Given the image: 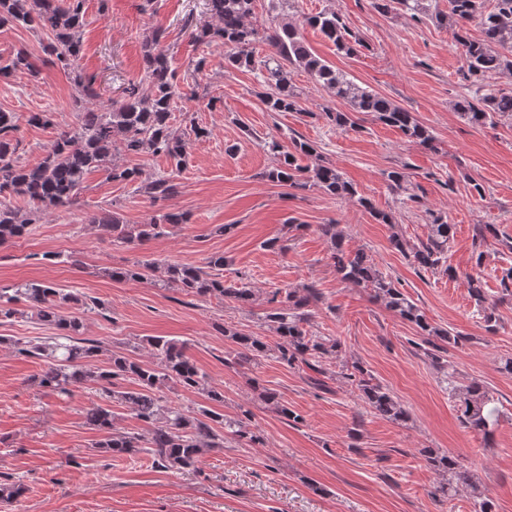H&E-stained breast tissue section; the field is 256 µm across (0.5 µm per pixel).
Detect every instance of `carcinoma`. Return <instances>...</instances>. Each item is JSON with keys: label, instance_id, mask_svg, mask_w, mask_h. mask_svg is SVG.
<instances>
[{"label": "carcinoma", "instance_id": "carcinoma-1", "mask_svg": "<svg viewBox=\"0 0 512 512\" xmlns=\"http://www.w3.org/2000/svg\"><path fill=\"white\" fill-rule=\"evenodd\" d=\"M255 0H205L208 19H197L190 14L184 28L193 42L207 48L224 46V68H249L253 63V45L259 37L258 28L252 22ZM373 8L386 15L401 11L419 22L424 13L423 0H372ZM437 23L453 29L458 45L465 58L464 78L483 88V81L490 75L512 73V0H494L485 9L483 0H448V12L434 14ZM480 20L481 38L468 36L466 25L473 19ZM306 24L316 28L336 49L349 55L357 52L361 39L353 36L342 16L335 11H323L306 18ZM21 27L50 34L44 51L51 62L61 68L74 83L76 95L73 108L78 112V126L63 129L44 150L40 162L26 167L16 157L17 145L14 133L17 126L10 112L0 111V244L20 238L28 233L33 217L22 215L8 198L23 196L37 211L48 212L71 206L83 190L88 173L100 170L107 178L117 182L143 181L144 193L154 201H164L176 192L172 176L142 179L143 172L137 167H125L116 163L114 152L122 150L134 155H163L175 170L185 165L186 133L174 128L171 122L176 100L180 98L176 71L171 68L167 49L163 46L166 29L156 27L143 44L145 90L136 84L129 85L122 100L108 107H91L99 98L95 80L86 77L79 68L83 45L81 32L85 25L84 0H0V27ZM270 54L260 60L264 69L265 83L269 91L263 102L269 112H297L300 110V93L292 82V71H302L320 86L329 89L336 98L349 103L354 112L372 115L377 121L394 127L408 140L430 147L433 137L420 125L406 108L390 101L372 90L355 84L347 74L329 65L313 54L305 44L300 28L283 23L265 37ZM33 78L39 68L25 50H19L8 58L0 59V78L16 73ZM454 110L466 122L484 124L494 117H512V91L490 90L479 97H463L454 103ZM324 119L340 130L356 126L347 112L323 109ZM292 147L280 152L279 163L266 173L268 180L284 183L294 188L317 187L324 193L353 198L358 191L344 179L332 164L320 161L312 166L301 161L316 154L313 144L292 139ZM389 186L396 190L411 184V175L403 169H391L384 173ZM184 212H163L154 216L148 224H126L115 212H102L90 220L100 225L113 238L126 244L144 243L162 236L167 228L187 223ZM331 244L330 259L342 280L356 286L369 288L373 297L400 318L414 324L420 330L423 343L419 347L435 362L442 360L447 346L460 344L464 337L448 329L429 323L425 313L404 294L390 277L384 275L374 259L363 250L346 251L343 237L336 232V225L321 226ZM455 225L442 215L432 216L428 235L418 246H411L400 236L390 239L393 248L412 259L422 270H442L448 277L457 276L456 269L448 263V249L454 237ZM479 244L492 238L512 250V242L501 238L495 224H480L476 228ZM483 253L476 258L477 270L464 275L468 294L474 300L477 312L482 315L487 330H493L496 321L494 307L487 306V283L479 267ZM154 264L135 261L131 265L111 271L115 280H148ZM208 273L192 265L167 266V279L155 281L166 287L174 284L182 291L195 296H219L239 304L253 299V291L244 283L228 284L220 271L224 270V255L209 257ZM80 298L48 283L29 282L15 288L0 289V319L24 315L19 305L36 311L37 319L57 331L54 336L34 337L14 341L17 352L27 357L45 361V368L38 376V384L51 392L67 395L71 387L87 382L101 386V402L92 405L85 413L91 429L101 438L92 447L113 455L145 452L153 464L161 469L181 470L195 466L207 448L224 447V436L236 441L243 439L253 443L258 436L247 430L241 419H227L217 411L224 404V392L210 389L208 399L212 408H202L189 415L180 407L163 404L160 388L173 382L186 390H200L204 376L186 355L183 346L172 339L156 337L150 341L155 364H142L129 355L112 352L97 367L91 366L102 352L100 342L78 337L80 322L61 313V305ZM320 300L314 286L302 287V291L276 288L269 293L271 304L266 314L279 337L274 353L276 359L291 368L303 364L317 374L313 384L321 388L325 374L322 359L337 352L340 341L332 336H316L305 328L311 313L307 308ZM224 335L236 344V356L240 361H250L265 355L269 346L264 337L234 329H224ZM344 378L358 389L360 398L375 415L392 420H404L407 413L396 401L389 389L376 382L371 374L359 365H353ZM449 392L457 400L460 419L465 427L489 434L496 422L497 408L490 406L487 388L473 382L459 390L448 381ZM133 409L137 419L148 426L147 434L124 432L114 429L115 415L112 404ZM427 461L437 471L448 476L437 492L450 496L459 483L471 482L467 471L450 452L426 454Z\"/></svg>", "mask_w": 512, "mask_h": 512}]
</instances>
